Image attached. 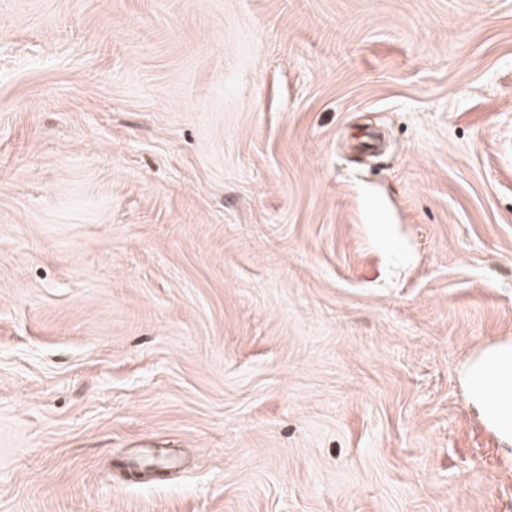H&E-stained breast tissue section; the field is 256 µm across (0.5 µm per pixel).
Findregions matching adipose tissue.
<instances>
[{"label":"adipose tissue","instance_id":"1","mask_svg":"<svg viewBox=\"0 0 512 512\" xmlns=\"http://www.w3.org/2000/svg\"><path fill=\"white\" fill-rule=\"evenodd\" d=\"M467 404L506 447H512V342L500 341L473 354L461 371Z\"/></svg>","mask_w":512,"mask_h":512}]
</instances>
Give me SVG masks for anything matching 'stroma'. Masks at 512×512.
<instances>
[{
    "instance_id": "1",
    "label": "stroma",
    "mask_w": 512,
    "mask_h": 512,
    "mask_svg": "<svg viewBox=\"0 0 512 512\" xmlns=\"http://www.w3.org/2000/svg\"><path fill=\"white\" fill-rule=\"evenodd\" d=\"M512 0H0V512H512ZM460 379L467 404L506 447H512V401L502 396L512 391V342L480 349L465 362Z\"/></svg>"
}]
</instances>
